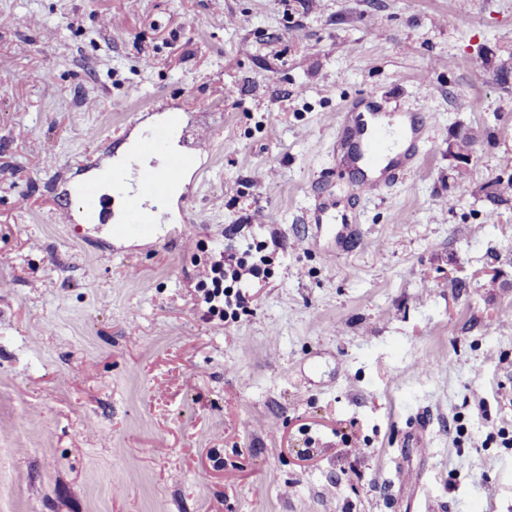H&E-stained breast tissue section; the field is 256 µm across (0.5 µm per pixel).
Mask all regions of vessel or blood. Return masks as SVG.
<instances>
[{
  "label": "vessel or blood",
  "instance_id": "obj_1",
  "mask_svg": "<svg viewBox=\"0 0 512 512\" xmlns=\"http://www.w3.org/2000/svg\"><path fill=\"white\" fill-rule=\"evenodd\" d=\"M349 119L340 133V145L348 173L354 176L362 195L379 193L398 179L401 170L420 152L423 118L384 126L375 93H363L345 107ZM182 123V115L169 113L164 124L142 134L138 144L140 162L133 174L114 168H101L82 191L80 220L92 229L109 227L112 237L152 234L161 222L160 206L174 184L194 167L198 157L210 150L209 133L194 131L193 149L184 153L167 150L169 134ZM405 142L406 150L398 159L388 157L386 136ZM135 215L136 223H126V215Z\"/></svg>",
  "mask_w": 512,
  "mask_h": 512
}]
</instances>
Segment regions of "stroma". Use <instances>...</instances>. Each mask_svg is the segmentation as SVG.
<instances>
[{"label": "stroma", "instance_id": "obj_1", "mask_svg": "<svg viewBox=\"0 0 512 512\" xmlns=\"http://www.w3.org/2000/svg\"><path fill=\"white\" fill-rule=\"evenodd\" d=\"M484 46L512 56V0H0V512H512V203L478 191L512 93ZM369 91L426 140L380 196L337 173L360 235L329 254L311 183ZM172 107L214 137L191 205L153 238L71 223L89 164ZM222 251L262 274L217 315ZM481 63L492 83L506 92H512V57L504 58L490 48L481 52ZM482 134L477 129H465L458 137V149L460 152L468 153L473 152L474 146L480 140ZM449 152L456 158L459 166L469 167L473 160V153L457 155L454 141L449 143Z\"/></svg>", "mask_w": 512, "mask_h": 512}]
</instances>
